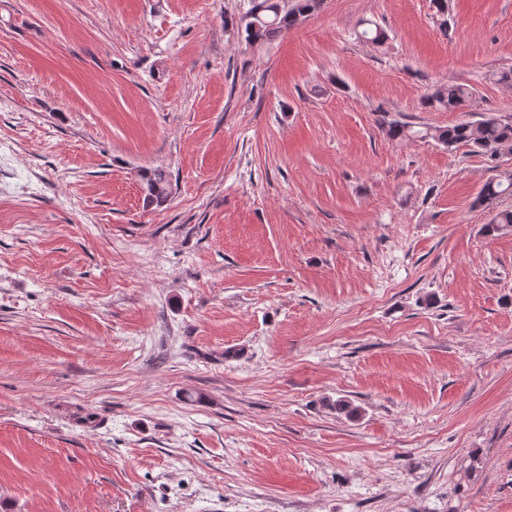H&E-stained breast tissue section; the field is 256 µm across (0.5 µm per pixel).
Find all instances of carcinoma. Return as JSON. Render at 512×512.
Masks as SVG:
<instances>
[{"label":"carcinoma","instance_id":"1","mask_svg":"<svg viewBox=\"0 0 512 512\" xmlns=\"http://www.w3.org/2000/svg\"><path fill=\"white\" fill-rule=\"evenodd\" d=\"M318 6L319 0H293L287 9L282 7L280 0H256L245 26V40L256 43L278 37L293 29ZM471 97V90L464 84L440 85L424 95L422 104L431 110L457 111L466 106ZM385 132L392 140L431 137L450 152L459 146H467L471 151L481 152L492 159L512 154V122L506 123L492 113H485L476 121H462L423 131L408 123L391 121L386 123ZM137 176L143 206L147 209L164 206L172 188L169 173L162 168H151L139 170ZM504 194H512V181L490 180L481 189L477 202H490Z\"/></svg>","mask_w":512,"mask_h":512}]
</instances>
